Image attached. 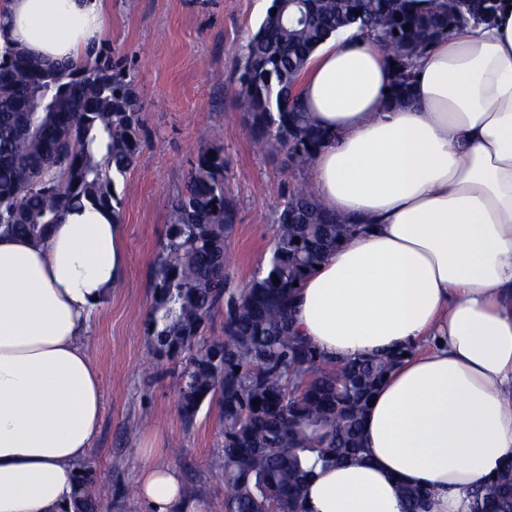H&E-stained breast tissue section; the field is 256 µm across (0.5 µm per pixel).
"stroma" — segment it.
<instances>
[{"instance_id": "obj_1", "label": "stroma", "mask_w": 512, "mask_h": 512, "mask_svg": "<svg viewBox=\"0 0 512 512\" xmlns=\"http://www.w3.org/2000/svg\"><path fill=\"white\" fill-rule=\"evenodd\" d=\"M103 48L134 70L142 133L136 165L116 179L127 266L122 283L95 312L85 339L102 373L104 412L88 457L100 473V512H144L135 495L141 447L174 466L207 512H224V478L213 467L223 436L218 409L203 406L193 424L176 408L179 380L151 356L145 327L154 260L167 233L172 200L181 194L200 149L224 150V174L237 211L228 240L235 283L247 284L271 246L289 184L285 156L259 153L247 116L235 103L241 56L270 8L268 0H110Z\"/></svg>"}]
</instances>
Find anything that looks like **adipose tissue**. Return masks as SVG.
Returning a JSON list of instances; mask_svg holds the SVG:
<instances>
[{"instance_id":"adipose-tissue-1","label":"adipose tissue","mask_w":512,"mask_h":512,"mask_svg":"<svg viewBox=\"0 0 512 512\" xmlns=\"http://www.w3.org/2000/svg\"><path fill=\"white\" fill-rule=\"evenodd\" d=\"M107 2L0 0V44L80 62ZM394 78L353 29L301 75L328 134L308 185L363 230L306 277L292 328L335 361L412 350L368 407L363 459L318 471L306 512H404V486L429 490L427 512H471L512 458V0L427 50L411 104L386 106ZM125 266L109 209H67L37 244L0 230V512H69L103 412L85 336ZM137 496L146 512H204L164 463L142 469Z\"/></svg>"}]
</instances>
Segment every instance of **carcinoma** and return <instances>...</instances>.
<instances>
[{
    "instance_id": "obj_1",
    "label": "carcinoma",
    "mask_w": 512,
    "mask_h": 512,
    "mask_svg": "<svg viewBox=\"0 0 512 512\" xmlns=\"http://www.w3.org/2000/svg\"><path fill=\"white\" fill-rule=\"evenodd\" d=\"M418 13L408 0H273L244 47L237 106L253 147L283 151L304 167L327 138L300 101L297 81L315 49L342 28L361 32L395 61L391 97L408 96L415 61L438 38L490 21L496 0H434ZM136 75L101 50L79 65L48 67L8 44L0 48V226L41 240L68 208L121 205L115 179L134 166L144 138ZM237 221L224 189L221 148L197 153L185 191L171 206L154 265L145 326L152 354L178 364V411L191 425L217 405L224 445L226 512H304L315 464L364 452L367 404L405 350L330 361L290 326L297 288L357 229L301 184L288 190L269 255L240 286L225 273L226 241ZM278 281H273V277ZM224 335H206L218 309ZM95 470L82 468L73 512H96ZM405 512H426L428 491L402 490ZM472 512H512V460L474 493Z\"/></svg>"
}]
</instances>
